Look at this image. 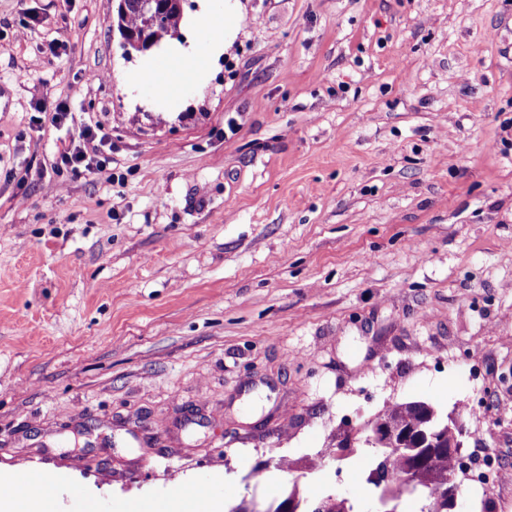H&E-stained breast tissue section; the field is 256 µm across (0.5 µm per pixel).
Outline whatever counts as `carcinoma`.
Segmentation results:
<instances>
[{
	"instance_id": "obj_1",
	"label": "carcinoma",
	"mask_w": 512,
	"mask_h": 512,
	"mask_svg": "<svg viewBox=\"0 0 512 512\" xmlns=\"http://www.w3.org/2000/svg\"><path fill=\"white\" fill-rule=\"evenodd\" d=\"M182 20L175 10H170L164 18V26L161 29L160 38L172 37L178 32ZM123 23L131 31H140L144 27V17L139 8V0H127V11L123 16ZM425 414L433 415V422L437 428L442 429L448 425V421L439 415L433 407L426 406L424 402L398 403L378 416L380 420L411 422ZM375 458L379 462L369 470L367 482L374 488L375 501H380L384 496L388 497L387 512H400L399 505L407 497L416 498L421 507L418 512H448V497L439 491L434 483L411 484L405 481L388 482L380 475L382 461L390 459L391 474L404 475L411 467L414 457L425 452L423 448H388L385 446H371ZM431 470L437 476H443L453 471L456 458L448 454V450L441 449L430 455ZM297 501L298 512H360L358 507L348 498L336 495H328L317 504L310 505L294 484L291 490L277 505L263 506L255 498H244L234 505L229 512H284L288 501Z\"/></svg>"
}]
</instances>
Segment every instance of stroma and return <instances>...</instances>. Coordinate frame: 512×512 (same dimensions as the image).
<instances>
[{
  "mask_svg": "<svg viewBox=\"0 0 512 512\" xmlns=\"http://www.w3.org/2000/svg\"><path fill=\"white\" fill-rule=\"evenodd\" d=\"M117 6L0 0V497L369 508L359 436L413 401L512 473V0H238L172 108ZM61 101L100 171L54 170ZM289 500H296L298 512H364L358 510V507L348 498L336 495H328L322 498L317 504L309 505L299 491L298 485H292L291 490L275 507L270 504L264 507L254 497L243 498L238 504L234 505L228 512H284V507L288 512H296L294 503Z\"/></svg>",
  "mask_w": 512,
  "mask_h": 512,
  "instance_id": "1",
  "label": "stroma"
}]
</instances>
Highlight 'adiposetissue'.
<instances>
[{
  "mask_svg": "<svg viewBox=\"0 0 512 512\" xmlns=\"http://www.w3.org/2000/svg\"><path fill=\"white\" fill-rule=\"evenodd\" d=\"M239 17L230 0L223 9H215L202 0L193 18L199 39L192 50L170 47L168 52L143 63L132 72V85L158 102L181 96L189 87L202 81L210 62L221 54L227 41L237 34Z\"/></svg>",
  "mask_w": 512,
  "mask_h": 512,
  "instance_id": "1",
  "label": "adipose tissue"
}]
</instances>
